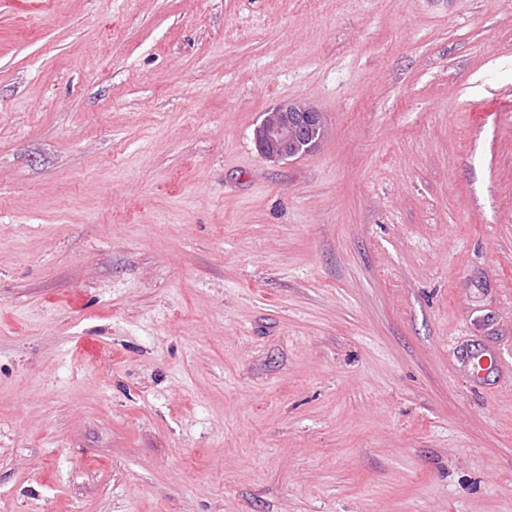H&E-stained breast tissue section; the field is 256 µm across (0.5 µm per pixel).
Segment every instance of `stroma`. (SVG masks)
Instances as JSON below:
<instances>
[{
  "mask_svg": "<svg viewBox=\"0 0 512 512\" xmlns=\"http://www.w3.org/2000/svg\"><path fill=\"white\" fill-rule=\"evenodd\" d=\"M0 512H512V0H0ZM325 132L323 113L300 101H284L268 112L254 129V142L266 160L280 162L314 151Z\"/></svg>",
  "mask_w": 512,
  "mask_h": 512,
  "instance_id": "stroma-1",
  "label": "stroma"
}]
</instances>
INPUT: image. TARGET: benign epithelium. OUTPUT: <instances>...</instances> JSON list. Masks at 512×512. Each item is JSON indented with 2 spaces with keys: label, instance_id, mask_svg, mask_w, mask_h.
I'll list each match as a JSON object with an SVG mask.
<instances>
[{
  "label": "benign epithelium",
  "instance_id": "1",
  "mask_svg": "<svg viewBox=\"0 0 512 512\" xmlns=\"http://www.w3.org/2000/svg\"><path fill=\"white\" fill-rule=\"evenodd\" d=\"M324 132L318 108L300 100L284 101L265 113L254 129V142L263 158L280 162L314 151Z\"/></svg>",
  "mask_w": 512,
  "mask_h": 512
}]
</instances>
